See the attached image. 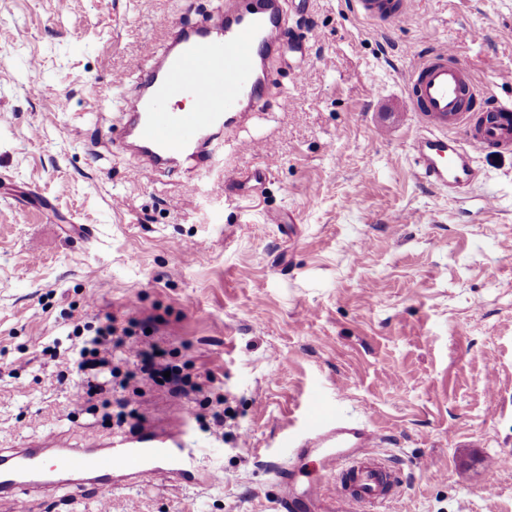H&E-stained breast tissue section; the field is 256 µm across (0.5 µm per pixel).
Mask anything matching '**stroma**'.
Masks as SVG:
<instances>
[{"label": "stroma", "instance_id": "35a3bbf8", "mask_svg": "<svg viewBox=\"0 0 512 512\" xmlns=\"http://www.w3.org/2000/svg\"><path fill=\"white\" fill-rule=\"evenodd\" d=\"M223 7L0 0V448L121 433L47 351L110 316L151 319L168 363L214 376L235 414L225 434L194 421L187 435L224 484L32 494L0 512H277L282 445L314 394L390 439V512H512V153L479 158L463 196L434 189L416 175L404 95L422 51L445 44L512 105V0H417L386 22L309 0L286 13L302 52L271 60L267 105L215 168L142 177L109 137L125 113L113 77L134 87L168 23ZM258 165L256 200L227 190ZM133 401L143 423L179 422L181 401L152 381Z\"/></svg>", "mask_w": 512, "mask_h": 512}]
</instances>
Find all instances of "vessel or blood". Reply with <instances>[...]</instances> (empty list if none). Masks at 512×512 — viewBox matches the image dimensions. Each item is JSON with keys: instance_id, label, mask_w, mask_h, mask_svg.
Here are the masks:
<instances>
[{"instance_id": "1", "label": "vessel or blood", "mask_w": 512, "mask_h": 512, "mask_svg": "<svg viewBox=\"0 0 512 512\" xmlns=\"http://www.w3.org/2000/svg\"><path fill=\"white\" fill-rule=\"evenodd\" d=\"M372 20L408 13L412 0H355ZM281 0H224V9L180 28L130 101L120 138L143 159L141 175L177 170L183 157L210 167L224 136L243 112L263 106L272 80L265 60L283 48ZM485 93L448 46L429 47L407 80V100L421 119L412 150L419 175L436 189L462 194L476 182V161L491 150H512V107L491 104L489 116L470 104ZM306 437L293 444L277 474L280 512H387L397 478L378 460L385 438L364 420L343 418L317 404L305 414ZM184 432L128 433L102 448H61L46 436L34 446L0 450V496L23 497L55 487L88 484L109 497L119 480L164 475L176 481L220 483L224 471L197 466ZM316 456L319 478L297 465Z\"/></svg>"}]
</instances>
